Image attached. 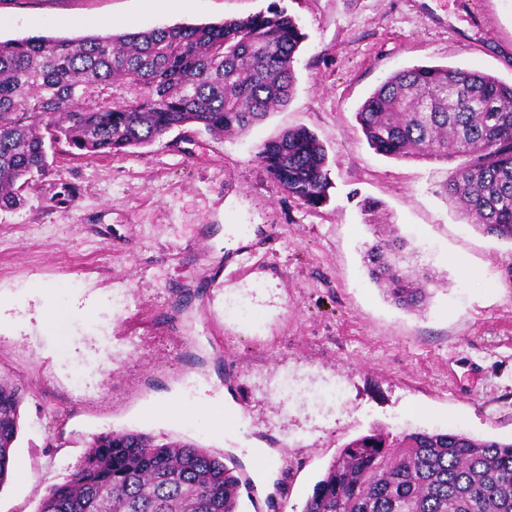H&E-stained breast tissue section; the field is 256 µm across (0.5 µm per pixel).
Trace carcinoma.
I'll return each instance as SVG.
<instances>
[{
    "label": "carcinoma",
    "instance_id": "cac0c4a2",
    "mask_svg": "<svg viewBox=\"0 0 512 512\" xmlns=\"http://www.w3.org/2000/svg\"><path fill=\"white\" fill-rule=\"evenodd\" d=\"M303 39L296 20L275 9L221 23L0 40V208L46 173L49 147L119 155L185 126L217 137L247 130L290 100ZM355 117L388 158H465L441 194L480 230L512 242V84L456 66L407 67ZM257 160L300 203L328 201V153L307 127L265 142ZM361 207L375 235L364 255L371 280L395 304L421 310L438 279L406 263L404 240L374 222L377 201ZM23 392L0 377V486ZM244 485L192 442L112 430L94 438L38 512H239ZM302 512H512V439L372 429L342 446Z\"/></svg>",
    "mask_w": 512,
    "mask_h": 512
}]
</instances>
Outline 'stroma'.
I'll return each mask as SVG.
<instances>
[{
	"label": "stroma",
	"mask_w": 512,
	"mask_h": 512,
	"mask_svg": "<svg viewBox=\"0 0 512 512\" xmlns=\"http://www.w3.org/2000/svg\"><path fill=\"white\" fill-rule=\"evenodd\" d=\"M275 7L306 35L287 105L240 135L51 151L48 172L0 208V375L25 387L14 458L27 471L0 487V512H37L113 429L235 461L253 488L241 512H301L340 447L375 427L512 436V242L441 196L452 164L383 157L354 117L413 65L512 83V0H0V38ZM296 125L328 152L333 187L316 209L256 158ZM362 197L382 203L410 262L444 279L423 311L370 279ZM171 395L223 398V428L150 419Z\"/></svg>",
	"instance_id": "35a3bbf8"
}]
</instances>
